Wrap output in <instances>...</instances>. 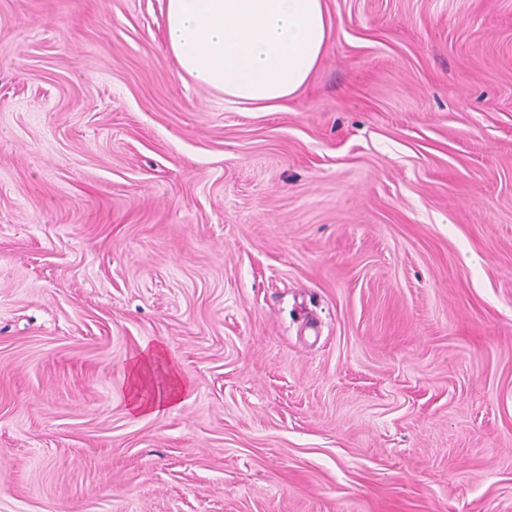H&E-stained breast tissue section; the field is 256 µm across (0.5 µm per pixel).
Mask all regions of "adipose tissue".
<instances>
[{
	"label": "adipose tissue",
	"mask_w": 512,
	"mask_h": 512,
	"mask_svg": "<svg viewBox=\"0 0 512 512\" xmlns=\"http://www.w3.org/2000/svg\"><path fill=\"white\" fill-rule=\"evenodd\" d=\"M164 27L182 74L265 112L302 93L332 33L325 0H166ZM188 389L161 346L143 347L128 367L133 413L166 412Z\"/></svg>",
	"instance_id": "ef3b65f1"
}]
</instances>
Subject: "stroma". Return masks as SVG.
Listing matches in <instances>:
<instances>
[{"label": "stroma", "instance_id": "obj_1", "mask_svg": "<svg viewBox=\"0 0 512 512\" xmlns=\"http://www.w3.org/2000/svg\"><path fill=\"white\" fill-rule=\"evenodd\" d=\"M326 2L254 112L165 0H0V512H512V0ZM188 389L179 369L166 359L159 345H145L128 367L126 394L134 414H162L181 403Z\"/></svg>", "mask_w": 512, "mask_h": 512}]
</instances>
